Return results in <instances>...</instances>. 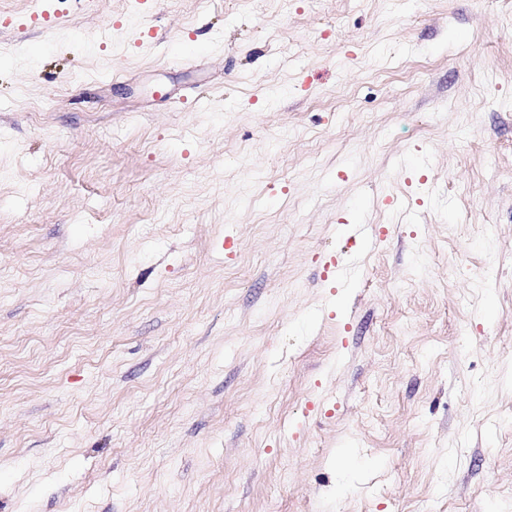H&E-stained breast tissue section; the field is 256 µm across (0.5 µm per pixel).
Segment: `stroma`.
Returning a JSON list of instances; mask_svg holds the SVG:
<instances>
[{
  "instance_id": "stroma-1",
  "label": "stroma",
  "mask_w": 512,
  "mask_h": 512,
  "mask_svg": "<svg viewBox=\"0 0 512 512\" xmlns=\"http://www.w3.org/2000/svg\"><path fill=\"white\" fill-rule=\"evenodd\" d=\"M510 372L512 0H0V512H512Z\"/></svg>"
}]
</instances>
